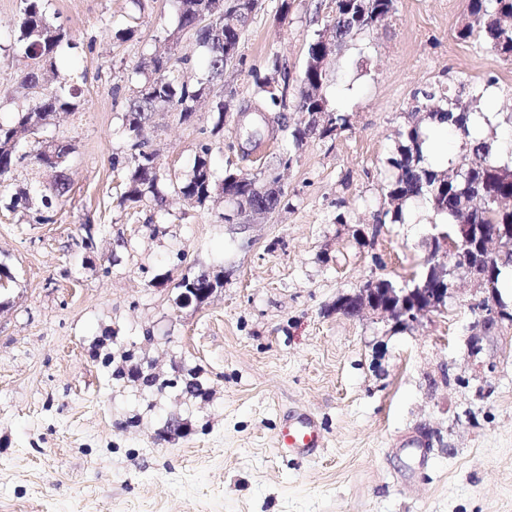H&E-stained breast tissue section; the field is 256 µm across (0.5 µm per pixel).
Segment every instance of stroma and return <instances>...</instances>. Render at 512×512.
Here are the masks:
<instances>
[{
	"label": "stroma",
	"instance_id": "1",
	"mask_svg": "<svg viewBox=\"0 0 512 512\" xmlns=\"http://www.w3.org/2000/svg\"><path fill=\"white\" fill-rule=\"evenodd\" d=\"M262 0L240 45L244 68L210 83L189 120L156 112L143 139L164 174L163 204L123 202L130 154L126 100L166 53L174 75L205 79L207 50L170 40L173 0H48L70 34L58 58L78 89L77 109L47 134L69 141L65 201L45 210L50 171L33 160L0 177V512H512V326L484 335L478 359L472 284L452 280L448 310L394 332L372 315L336 311L366 281L405 283L420 273L434 212L406 206V221L374 227L385 207L388 160L416 92L479 87L471 111L482 137L512 138V61L483 41H462L467 0H396L378 29L347 42L323 87L347 129L311 138L290 166L287 134L251 156L215 106L246 69L279 55L296 96L307 43L331 0ZM21 0H0V119L31 99L18 75ZM135 27L131 40L122 29ZM215 180L225 171L277 176L267 214L238 218L215 195L185 200L202 146ZM49 222H39L40 214ZM344 223H337V215ZM91 225L92 246L82 244ZM219 284L202 300L176 283ZM111 365H104V354ZM319 423L324 448L280 450L292 413Z\"/></svg>",
	"mask_w": 512,
	"mask_h": 512
}]
</instances>
